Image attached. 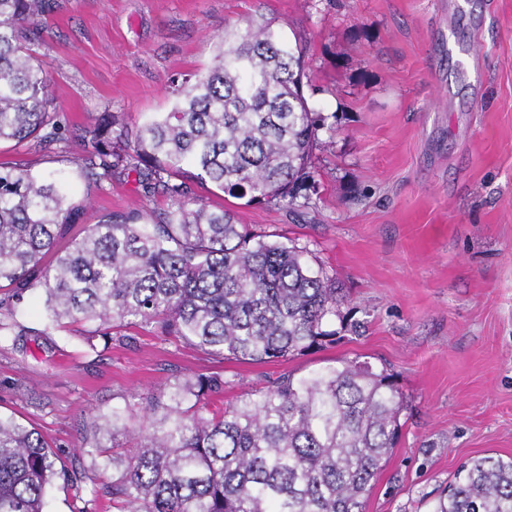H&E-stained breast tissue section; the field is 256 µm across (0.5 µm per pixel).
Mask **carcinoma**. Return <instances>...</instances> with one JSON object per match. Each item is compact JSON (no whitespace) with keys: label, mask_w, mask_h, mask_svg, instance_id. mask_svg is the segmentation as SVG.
I'll return each mask as SVG.
<instances>
[{"label":"carcinoma","mask_w":512,"mask_h":512,"mask_svg":"<svg viewBox=\"0 0 512 512\" xmlns=\"http://www.w3.org/2000/svg\"><path fill=\"white\" fill-rule=\"evenodd\" d=\"M59 7L0 0V143L76 138L86 179L133 173L144 193L179 207L104 215L77 237L90 203H73L50 175L0 164V339L16 335L7 317L34 288L54 324L95 322L103 337L135 325L219 362L285 360L355 328L336 277L307 247L248 230L181 180L188 166L234 198L309 205L313 148L335 127L303 95L301 50L272 23L248 20L224 32L207 75L172 79L171 111L141 125L105 112L75 133L29 49ZM226 386L222 373L196 374L143 397L137 415L97 411L82 447L98 469L88 494L31 424L0 415V512H43L55 478L73 491L74 512L106 500L117 512H363L407 409L395 375L342 361L284 374L216 414ZM120 437L133 445L115 446ZM433 512H512V457L463 463Z\"/></svg>","instance_id":"cac0c4a2"}]
</instances>
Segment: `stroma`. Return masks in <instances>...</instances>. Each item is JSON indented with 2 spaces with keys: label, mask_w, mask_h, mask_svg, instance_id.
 Masks as SVG:
<instances>
[{
  "label": "stroma",
  "mask_w": 512,
  "mask_h": 512,
  "mask_svg": "<svg viewBox=\"0 0 512 512\" xmlns=\"http://www.w3.org/2000/svg\"><path fill=\"white\" fill-rule=\"evenodd\" d=\"M32 47L60 118L102 112L141 124L170 111L171 77L200 76L225 30L271 21L304 51L321 131L306 208L249 204L212 185L194 196L248 229L308 247L336 277L358 334L288 360H213L136 326L111 342L91 323H47L41 290L0 343V413L32 424L66 464L97 409L125 407L175 377L220 372L225 402L280 374L362 358L398 376L401 436L364 512H431L460 465L512 456V0H61ZM81 147L0 144V163L55 173L84 223L145 206L133 178L103 185L73 164Z\"/></svg>",
  "instance_id": "35a3bbf8"
}]
</instances>
